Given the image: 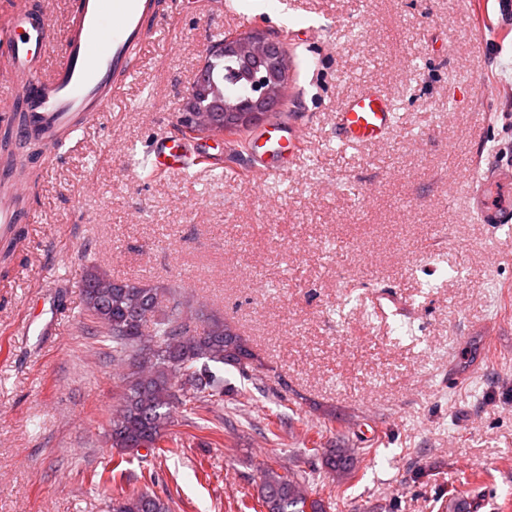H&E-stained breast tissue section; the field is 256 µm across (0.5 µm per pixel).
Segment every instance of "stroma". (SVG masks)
<instances>
[{"mask_svg":"<svg viewBox=\"0 0 512 512\" xmlns=\"http://www.w3.org/2000/svg\"><path fill=\"white\" fill-rule=\"evenodd\" d=\"M163 36L111 112L48 161L22 270L0 288V512H112L121 489L174 512H254L265 465L306 466L311 440L361 455L328 512H512V226L480 223L465 187L512 176V11L502 0H172ZM295 47L288 108L299 167L257 188L236 138L179 176L144 161L169 131L214 37L256 30ZM367 86L399 125L338 148L336 110ZM238 169L235 177L226 168ZM179 289L247 336L258 383L177 411L164 452L139 449L109 492L112 343L80 314L81 279ZM336 422H327V410Z\"/></svg>","mask_w":512,"mask_h":512,"instance_id":"35a3bbf8","label":"stroma"}]
</instances>
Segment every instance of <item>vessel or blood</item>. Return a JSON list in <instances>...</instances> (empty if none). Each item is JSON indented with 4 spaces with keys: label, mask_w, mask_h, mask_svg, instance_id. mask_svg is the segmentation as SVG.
Segmentation results:
<instances>
[{
    "label": "vessel or blood",
    "mask_w": 512,
    "mask_h": 512,
    "mask_svg": "<svg viewBox=\"0 0 512 512\" xmlns=\"http://www.w3.org/2000/svg\"><path fill=\"white\" fill-rule=\"evenodd\" d=\"M172 21V14L160 12L157 0H68L65 26L59 29L47 11L15 0L7 25L0 27V53L13 73L8 93L0 95V119L24 106L27 121L14 130L17 142L39 139L45 154L56 156L78 131L111 110L119 91L136 73L135 61L148 53ZM50 53L56 61L49 66L44 58ZM287 110V104H280L245 137L256 179L297 167L302 128L287 118ZM395 126L390 99L369 88L339 109L334 137L345 145L371 146L384 141ZM147 159L156 173L185 172L192 162L191 142L169 131L152 144ZM495 180L491 170L473 176V208L482 223L511 225L512 204L493 203L486 195V187ZM31 192L10 172L0 171V240H10L18 225L28 222L25 201Z\"/></svg>",
    "instance_id": "1"
}]
</instances>
